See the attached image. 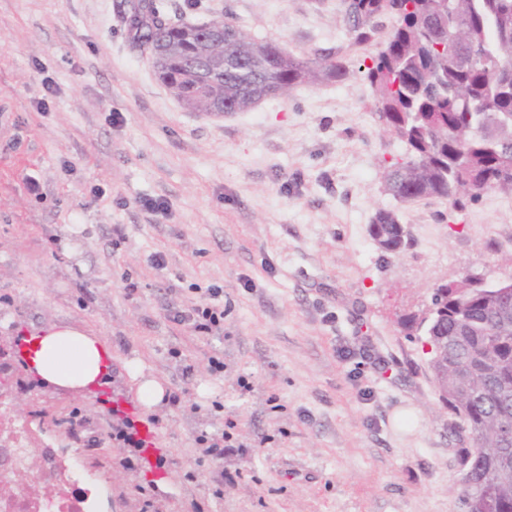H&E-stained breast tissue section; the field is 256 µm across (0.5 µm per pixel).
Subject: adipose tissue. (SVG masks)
<instances>
[{
    "label": "adipose tissue",
    "mask_w": 512,
    "mask_h": 512,
    "mask_svg": "<svg viewBox=\"0 0 512 512\" xmlns=\"http://www.w3.org/2000/svg\"><path fill=\"white\" fill-rule=\"evenodd\" d=\"M28 367L45 384L76 392L97 386L106 372L97 340L70 326H50L32 346Z\"/></svg>",
    "instance_id": "1"
}]
</instances>
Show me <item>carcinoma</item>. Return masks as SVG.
<instances>
[{"label":"carcinoma","instance_id":"cac0c4a2","mask_svg":"<svg viewBox=\"0 0 512 512\" xmlns=\"http://www.w3.org/2000/svg\"><path fill=\"white\" fill-rule=\"evenodd\" d=\"M142 10L132 44L195 112L220 104L244 112L299 84L345 76L331 56H294L227 17L211 20L224 37L210 41L167 16L160 0ZM387 15L395 24L384 35L374 20ZM346 16L354 43L376 46L364 74L379 119L406 146L384 191L403 203L437 197L457 208L489 191L512 193V0H347ZM213 56L224 57V73L209 72ZM369 234L387 253L408 245L394 210L378 211ZM401 326L430 346L440 398L458 418L455 431L473 441L456 454L467 472L457 483L463 512H512V438L501 436L512 426V299L446 282Z\"/></svg>","mask_w":512,"mask_h":512}]
</instances>
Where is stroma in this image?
I'll return each instance as SVG.
<instances>
[{
    "label": "stroma",
    "instance_id": "1",
    "mask_svg": "<svg viewBox=\"0 0 512 512\" xmlns=\"http://www.w3.org/2000/svg\"><path fill=\"white\" fill-rule=\"evenodd\" d=\"M129 9L0 0V337L70 325L112 350L91 395L15 365L12 414L83 422L64 445L108 489L104 512H461L455 451L472 442L400 321L438 284L512 275V195L457 211L384 192L405 146L376 114L344 0H165L348 68L223 117L161 83ZM381 209L405 228L399 254L369 234ZM210 288L224 329L206 334L187 316ZM130 423L153 432L151 458L113 439ZM221 429L223 459L202 455L196 435Z\"/></svg>",
    "mask_w": 512,
    "mask_h": 512
}]
</instances>
